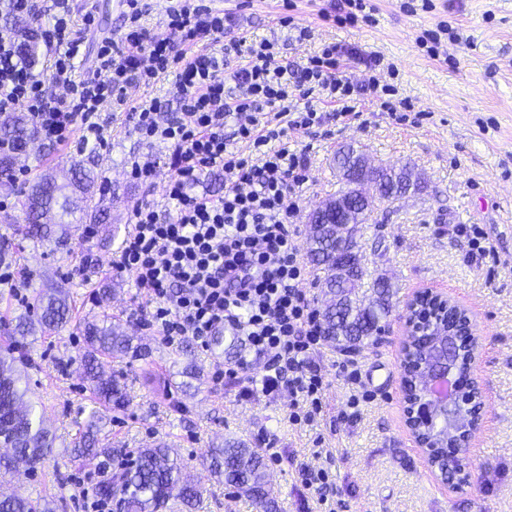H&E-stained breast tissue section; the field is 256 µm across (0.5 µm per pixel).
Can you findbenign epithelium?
Here are the masks:
<instances>
[{
    "instance_id": "1",
    "label": "benign epithelium",
    "mask_w": 512,
    "mask_h": 512,
    "mask_svg": "<svg viewBox=\"0 0 512 512\" xmlns=\"http://www.w3.org/2000/svg\"><path fill=\"white\" fill-rule=\"evenodd\" d=\"M378 170L359 157L357 174L348 175V190L312 210L309 224L325 216L336 225V269H347L350 234L356 215L352 198L365 205L374 196L375 183L363 176ZM400 401L404 424L428 467L442 483L455 487L470 478L472 440L482 423L483 387L475 375L482 350L473 314L443 292L417 291L399 314ZM465 361L462 369L452 361Z\"/></svg>"
}]
</instances>
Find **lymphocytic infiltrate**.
I'll use <instances>...</instances> for the list:
<instances>
[{"instance_id": "obj_1", "label": "lymphocytic infiltrate", "mask_w": 512, "mask_h": 512, "mask_svg": "<svg viewBox=\"0 0 512 512\" xmlns=\"http://www.w3.org/2000/svg\"><path fill=\"white\" fill-rule=\"evenodd\" d=\"M126 7L120 39L101 41L95 68L85 76L77 75L75 59L81 32L97 25L93 8H84L76 23L72 0H53L42 30L52 57L44 79L20 62L16 30L1 26L0 114L25 111L45 142L64 143L79 127L102 145L109 137L98 120L104 103L126 110L129 86L148 87L174 75L179 117L162 118L155 101L133 110L143 141L175 148L176 173L165 196L176 215L166 222L153 203L139 204L115 267L133 273L148 301L146 324L168 344L190 335L205 346L216 329L237 331L265 360L258 379L249 375L247 361L231 368L241 396L290 394L289 422L312 423L325 390L315 362L323 338L319 313L304 290L307 266L295 224L308 167L289 148L288 131L323 124L313 96L340 103L339 117L350 118L354 101L364 96L393 112L395 89L382 80L376 58L366 63L367 81H351L338 68L344 51L337 44L297 65L282 55L277 40L227 37L233 16L205 0L170 6L163 38L149 36L143 26L141 0H126ZM233 57L242 66L225 72ZM57 87L65 96L54 95ZM214 169L224 173L223 193H194L200 176Z\"/></svg>"}]
</instances>
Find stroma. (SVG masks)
I'll list each match as a JSON object with an SVG mask.
<instances>
[{"instance_id": "1", "label": "stroma", "mask_w": 512, "mask_h": 512, "mask_svg": "<svg viewBox=\"0 0 512 512\" xmlns=\"http://www.w3.org/2000/svg\"><path fill=\"white\" fill-rule=\"evenodd\" d=\"M296 26L311 29L309 40L296 41L295 28L278 23L281 0H211L212 8L234 14L247 37H277L289 61L300 64L323 44L344 46L341 68L361 81L369 76L363 61L379 57L398 73L390 117L369 101L356 104L359 121L336 124V106L318 102L325 115L320 136L289 130L292 149L305 155L309 181L299 203L297 225H305L314 206L335 196L342 182L333 162L340 147H353L381 166L414 167L422 189L395 203L375 204L374 220L363 225L358 241L365 282L389 279L402 307L415 290L435 288L469 308L484 338L478 366L483 384L484 416L473 441V469L468 482L449 489L437 482L404 426L399 399V353L396 338L365 348L345 360L323 346L318 360L326 373L323 408L309 425L289 424L288 398L243 399L231 379L215 382L228 359L215 357L193 338L168 345L143 324L146 301L132 273H116V260L130 230L134 208L154 203L162 219L174 206L165 187L175 173L170 145L143 142L131 113L104 104L101 122L110 137L89 149L82 129L64 143H31L16 166L18 180L0 179V196L13 208L0 211V251L30 275L28 302L15 300L0 287V331L13 328L29 313L42 289L59 284L70 298V324L52 336H34L22 353L31 364L22 368L28 398L55 436L51 456L34 470L19 468L0 476V493H17L53 512H82L84 493H96L112 463L80 464L71 449L92 413L102 417L100 437L112 448L129 451L167 443L183 460L202 493L197 512H258L244 497H227L211 478L203 454L213 445L241 440L256 450L273 446L283 461L267 460L270 494L278 512H300L302 485L296 465L325 468L336 489L335 512H512V0H371L373 19L356 25L336 24L345 0H292ZM439 35L436 53H428L431 35ZM100 155L95 173L104 184L107 223L86 235V215L75 211L67 249L23 239L27 224L24 193L44 173L67 182L72 162L89 153ZM158 159L152 184L127 176L134 160ZM479 227L493 252L473 261L456 227ZM112 288L111 313L132 318L137 335L148 346L145 356L109 358L106 371L121 375L130 403L120 413L103 410L91 393L80 362L83 321L100 314L98 293ZM194 363L199 378L183 369ZM152 372L160 388L143 386ZM363 393L357 411L351 394ZM321 448L331 459L317 457Z\"/></svg>"}]
</instances>
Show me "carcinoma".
<instances>
[{
  "instance_id": "cac0c4a2",
  "label": "carcinoma",
  "mask_w": 512,
  "mask_h": 512,
  "mask_svg": "<svg viewBox=\"0 0 512 512\" xmlns=\"http://www.w3.org/2000/svg\"><path fill=\"white\" fill-rule=\"evenodd\" d=\"M17 51L19 59L28 67L39 63V33L33 25L26 28ZM33 139L34 126L24 112L0 118V141L11 146L10 150L0 152V176L11 174L13 153ZM98 191L97 179L83 161L74 163L73 177L67 184H57L50 175L39 178L26 195L29 224L22 228L21 234L34 243L52 240L57 248H65L69 226L51 223L50 214L68 212L75 195L91 202ZM403 196L404 187L393 179L379 185L377 200L381 203L392 204ZM335 250L336 239L331 231L318 224L309 225L308 253L324 267V293L334 298L332 304L321 308L325 341L339 350L348 344L363 347L375 339L381 323L392 312V285L376 279L370 287H365V271L360 267L349 278L337 279ZM68 313L65 292L60 288L50 289L37 300L34 314L8 333L9 341L16 343L37 329L44 334L59 332L68 322ZM82 334L81 361L93 393L105 408L114 412L125 410L129 405L126 385L114 375H105L100 370L99 358L142 353V346L134 343L133 323L119 315L106 314L101 320L86 321ZM210 347L219 357L231 355L237 359L244 354L240 337L223 331L211 336ZM17 362L27 364L22 355L0 357V445L12 449L10 456L0 457V469L6 471L14 470L17 462L25 463L30 470L36 468L48 457L54 442L34 406H24L25 392L18 387L19 378L15 374ZM96 443L95 435L88 431L78 438L75 447L85 457H125L118 464L114 479L99 485L101 497L112 500V512H164L172 499L189 509L198 506L201 493L184 476V465L171 455L170 448H139L125 454L112 448L99 449ZM206 460L218 482L237 487L239 494L255 502L262 512H272L273 504L266 490V465L255 449L242 441H226L222 448L209 449ZM0 512H36V509L20 495H0Z\"/></svg>"
}]
</instances>
